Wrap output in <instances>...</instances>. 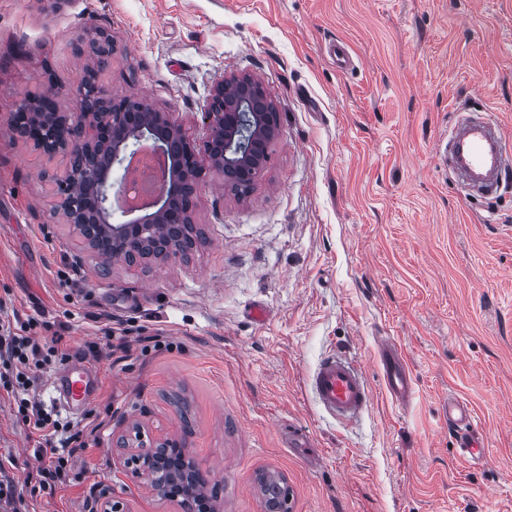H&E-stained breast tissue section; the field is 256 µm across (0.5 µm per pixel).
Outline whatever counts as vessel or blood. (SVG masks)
<instances>
[{"mask_svg": "<svg viewBox=\"0 0 512 512\" xmlns=\"http://www.w3.org/2000/svg\"><path fill=\"white\" fill-rule=\"evenodd\" d=\"M437 152L444 168L452 172L473 193L495 192L502 172L512 166V138L489 122H460L451 134L440 138ZM385 387L400 402L414 394L412 378L402 353L387 337H380ZM99 382L96 371L85 360L70 361L66 371L55 373L49 385L66 406L85 407ZM310 387L319 407L343 421L358 418L371 404L372 391L362 367L354 360L331 355L322 359L310 376ZM448 422L461 436L463 457L480 458L485 442L476 434L478 422L472 408L456 398L448 400Z\"/></svg>", "mask_w": 512, "mask_h": 512, "instance_id": "b4317fda", "label": "vessel or blood"}]
</instances>
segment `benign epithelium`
Returning a JSON list of instances; mask_svg holds the SVG:
<instances>
[{
  "label": "benign epithelium",
  "mask_w": 512,
  "mask_h": 512,
  "mask_svg": "<svg viewBox=\"0 0 512 512\" xmlns=\"http://www.w3.org/2000/svg\"><path fill=\"white\" fill-rule=\"evenodd\" d=\"M102 31L79 39L80 54L108 55L112 48ZM262 85L247 75L215 81L201 106L205 139L197 142L168 112L144 99L105 93L97 72L83 78L74 112H40L44 100L57 98L53 86L31 99L14 103L10 125L34 149L49 158L67 157L63 174H50L55 185L52 214L61 213L83 239L76 259L88 251L99 270L115 264L140 265L153 257H182L191 242L194 199L209 173L226 175L231 185L253 188L270 162L269 144L280 128V112L265 108L258 96ZM170 147V176L153 202V211L121 208L114 217L112 193L123 196L129 169L127 154L145 145L148 135ZM117 447L127 453L124 468L143 480L161 499L175 502L181 512H220V490L210 486L189 449L173 437L144 440L140 427L121 435ZM265 498L276 499L272 512H288L289 489L283 478L258 476Z\"/></svg>",
  "instance_id": "7a95c632"
}]
</instances>
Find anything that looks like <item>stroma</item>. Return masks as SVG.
<instances>
[{
	"label": "stroma",
	"instance_id": "1",
	"mask_svg": "<svg viewBox=\"0 0 512 512\" xmlns=\"http://www.w3.org/2000/svg\"><path fill=\"white\" fill-rule=\"evenodd\" d=\"M115 45L99 74L116 96L172 113L195 139L216 79L259 80L281 114L271 160L237 200L216 174L188 258L98 272L41 158L15 138L13 103L54 81L61 111L93 60L78 37ZM346 46L355 67L325 49ZM512 136V0H0V322L61 337L100 388L83 411L65 484L40 489L38 434L0 385V467L20 512H178L116 465L132 426L181 439L220 486L223 512H264L257 475L288 481L290 512H512V172L467 193L436 163L458 120ZM414 378L388 394L377 339ZM361 362L373 392L353 422L318 407L306 380L326 354ZM473 406L488 446L470 463L445 423Z\"/></svg>",
	"mask_w": 512,
	"mask_h": 512
}]
</instances>
